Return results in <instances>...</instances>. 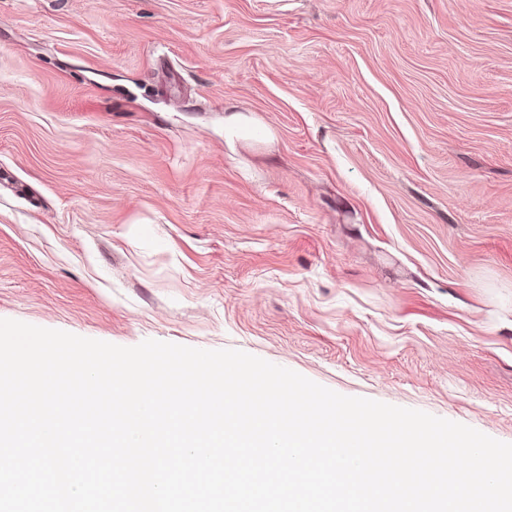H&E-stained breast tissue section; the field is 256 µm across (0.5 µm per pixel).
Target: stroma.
<instances>
[{
    "instance_id": "35a3bbf8",
    "label": "stroma",
    "mask_w": 512,
    "mask_h": 512,
    "mask_svg": "<svg viewBox=\"0 0 512 512\" xmlns=\"http://www.w3.org/2000/svg\"><path fill=\"white\" fill-rule=\"evenodd\" d=\"M0 318L512 443V0H0Z\"/></svg>"
}]
</instances>
